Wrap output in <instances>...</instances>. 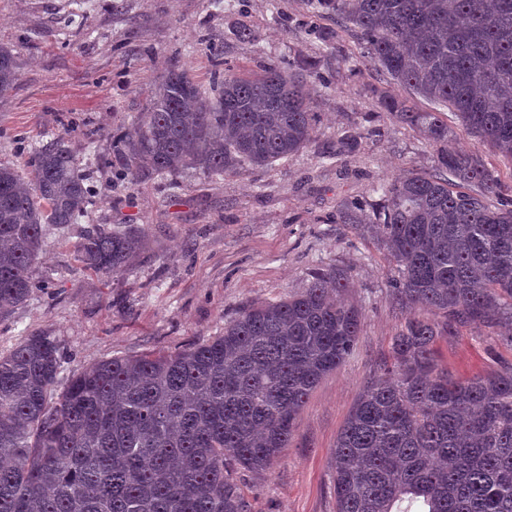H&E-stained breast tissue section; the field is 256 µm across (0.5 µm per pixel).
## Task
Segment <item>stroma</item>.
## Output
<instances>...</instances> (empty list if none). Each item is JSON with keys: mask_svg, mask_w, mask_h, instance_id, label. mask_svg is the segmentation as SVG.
Masks as SVG:
<instances>
[{"mask_svg": "<svg viewBox=\"0 0 512 512\" xmlns=\"http://www.w3.org/2000/svg\"><path fill=\"white\" fill-rule=\"evenodd\" d=\"M241 23L255 40L237 38ZM335 26V18L310 13L306 0H0V45L11 48L20 74L0 98V161L24 164L18 138L42 144L65 132L96 187L87 217L48 229L34 267L48 290L0 323V352L50 333L67 355L66 378L114 356L206 342L244 308L300 293L316 269L348 277L344 297L363 312L361 334L309 395L274 466L234 470L249 512H336V439L364 386L392 363L393 339L410 316L389 286L390 257L340 223L338 210L368 197L373 183L433 171L436 148L379 112L380 96L404 91L380 79L353 40L345 50L361 76L331 55L317 31ZM311 58L321 61V79L308 81L320 121L304 151L221 180L183 174L113 186L103 162L109 136L148 110L172 67L207 87L220 61L249 75ZM348 130L363 133L360 147L321 161ZM93 224L138 225L148 247L119 272L93 273L74 252ZM435 348L439 366L457 378L501 372L512 367V327L464 326Z\"/></svg>", "mask_w": 512, "mask_h": 512, "instance_id": "35a3bbf8", "label": "stroma"}]
</instances>
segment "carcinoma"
Instances as JSON below:
<instances>
[{
    "label": "carcinoma",
    "mask_w": 512,
    "mask_h": 512,
    "mask_svg": "<svg viewBox=\"0 0 512 512\" xmlns=\"http://www.w3.org/2000/svg\"><path fill=\"white\" fill-rule=\"evenodd\" d=\"M336 18L322 40L349 62L351 33L376 71L432 105L383 96L381 111L437 147L432 173L371 188L339 219L396 263L413 317L393 365L371 379L336 440V512H512V368L454 379L434 344L472 323L512 321V195L480 153L463 152L438 107L512 160V0H307ZM18 70L0 47V95ZM304 80L290 65L257 76L224 69L205 91L168 71L149 111L110 136L119 180L262 168L313 140ZM26 170L0 162V321L41 285L33 267L49 227L92 207L91 176L66 136L32 145ZM495 198L499 204H490ZM144 249L141 229L96 224L75 243L97 274ZM346 274L319 269L305 290L250 306L224 334L167 356H115L60 378L54 336L0 354V512H248L230 468L269 469L320 380L353 351L362 312L342 297Z\"/></svg>",
    "instance_id": "cac0c4a2"
}]
</instances>
